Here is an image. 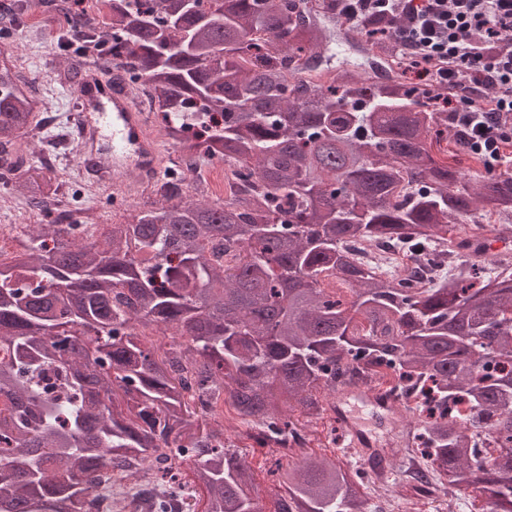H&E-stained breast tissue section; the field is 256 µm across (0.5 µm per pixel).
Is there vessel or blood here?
Returning a JSON list of instances; mask_svg holds the SVG:
<instances>
[{
	"mask_svg": "<svg viewBox=\"0 0 512 512\" xmlns=\"http://www.w3.org/2000/svg\"><path fill=\"white\" fill-rule=\"evenodd\" d=\"M76 94L84 112L77 122L82 173H96L113 188L136 173L144 189H152L160 174L159 144L147 125V116L121 78L105 80L100 73L79 71ZM112 146L111 165L95 154L100 143Z\"/></svg>",
	"mask_w": 512,
	"mask_h": 512,
	"instance_id": "1",
	"label": "vessel or blood"
}]
</instances>
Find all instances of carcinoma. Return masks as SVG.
I'll list each match as a JSON object with an SVG mask.
<instances>
[{
  "mask_svg": "<svg viewBox=\"0 0 512 512\" xmlns=\"http://www.w3.org/2000/svg\"><path fill=\"white\" fill-rule=\"evenodd\" d=\"M72 23L60 43L76 57L144 77L165 137L185 165H236L230 198L173 194L78 236L87 214L39 224L0 259V512H91L106 472L148 458L191 462L205 512H263L249 468L213 425L229 399L257 442L299 436L281 405L307 417L321 391L377 369L432 381L442 404L461 395L466 422L427 417L428 469L446 488L473 489L475 512H512V267L477 274L460 262L429 288L364 267L352 245L448 242L451 224L497 216L512 235V175L473 178L432 147L447 139L448 88L413 83L383 63L395 56L387 21L344 36L372 75L330 64L335 0H107L99 24L67 0H40ZM33 0H10L0 24L16 31ZM38 126L18 72L0 63V164L28 175V206L47 212L62 183L14 156ZM352 286L342 300L325 281ZM171 327L193 344L183 359L147 346L137 324ZM485 427L488 456L469 430ZM274 512H371L357 475L307 458L279 473ZM167 480L132 501L166 512Z\"/></svg>",
  "mask_w": 512,
  "mask_h": 512,
  "instance_id": "cac0c4a2",
  "label": "carcinoma"
}]
</instances>
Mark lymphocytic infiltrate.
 I'll list each match as a JSON object with an SVG mask.
<instances>
[{"mask_svg": "<svg viewBox=\"0 0 512 512\" xmlns=\"http://www.w3.org/2000/svg\"><path fill=\"white\" fill-rule=\"evenodd\" d=\"M355 22H398L397 44L428 81L455 91L451 117L465 145L499 171L512 143V0H345Z\"/></svg>", "mask_w": 512, "mask_h": 512, "instance_id": "lymphocytic-infiltrate-1", "label": "lymphocytic infiltrate"}]
</instances>
